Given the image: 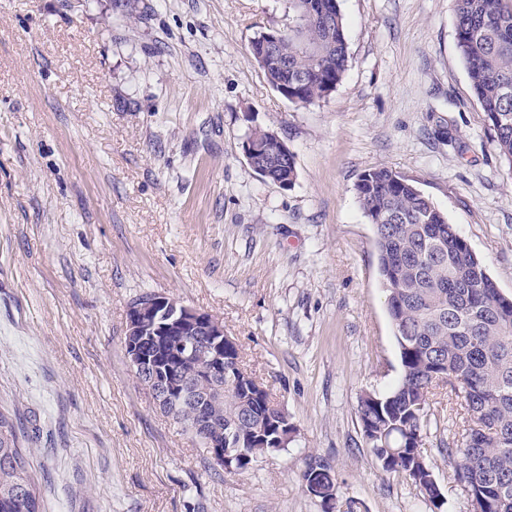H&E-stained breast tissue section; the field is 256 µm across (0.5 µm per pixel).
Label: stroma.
Here are the masks:
<instances>
[{"mask_svg":"<svg viewBox=\"0 0 512 512\" xmlns=\"http://www.w3.org/2000/svg\"><path fill=\"white\" fill-rule=\"evenodd\" d=\"M349 67L324 100L276 92L249 50L288 0H0V406L19 412L43 512H433L361 434L360 397L400 378L359 176L386 167L447 216L512 298V166L455 44L453 0H340ZM275 131L292 188L243 144ZM218 318L283 407L288 446L230 474L163 416L125 350L130 303ZM423 440L446 512H471L448 455L449 388ZM302 481L303 484H305L306 481H316L324 492L323 494L315 496L319 498L324 505V512L335 511L338 478L336 472L324 459L320 457L309 458L302 473ZM326 498L333 500V504L328 505L331 510L325 507Z\"/></svg>","mask_w":512,"mask_h":512,"instance_id":"1","label":"stroma"}]
</instances>
